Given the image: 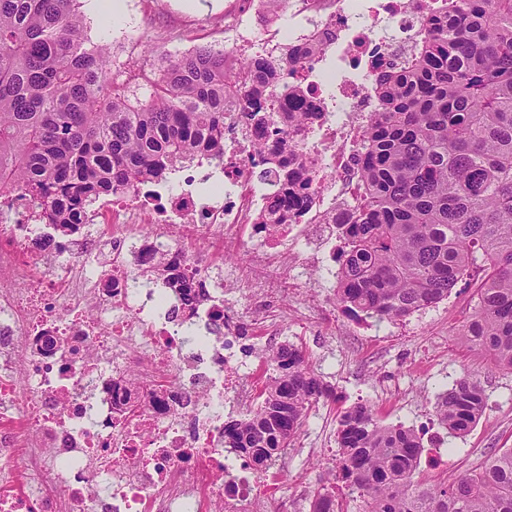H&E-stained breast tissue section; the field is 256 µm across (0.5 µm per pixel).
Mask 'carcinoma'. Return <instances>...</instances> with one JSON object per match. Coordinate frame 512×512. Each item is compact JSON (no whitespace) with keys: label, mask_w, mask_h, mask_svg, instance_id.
<instances>
[{"label":"carcinoma","mask_w":512,"mask_h":512,"mask_svg":"<svg viewBox=\"0 0 512 512\" xmlns=\"http://www.w3.org/2000/svg\"><path fill=\"white\" fill-rule=\"evenodd\" d=\"M83 0H0V192L41 202L50 223H83L96 199L161 182L188 157L224 154V110L277 82L283 53L238 61L197 47L155 54L156 78L132 98L112 54L87 34ZM364 135L363 199L340 224L336 301L396 320L482 274L460 329L512 371V0H449L411 65L380 72ZM260 402L224 424V447L268 469L331 397L296 348L263 349ZM480 383L463 378L435 404L462 435L480 418ZM336 468L365 512H512V448L451 483L415 479L419 436L356 405L339 416Z\"/></svg>","instance_id":"obj_1"}]
</instances>
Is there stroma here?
Segmentation results:
<instances>
[{
	"label": "stroma",
	"instance_id": "35a3bbf8",
	"mask_svg": "<svg viewBox=\"0 0 512 512\" xmlns=\"http://www.w3.org/2000/svg\"><path fill=\"white\" fill-rule=\"evenodd\" d=\"M228 0H123V14L112 18L99 0H85L88 33L110 45L122 80L154 77L142 60L140 38L150 33L160 51L179 54L210 44H226L224 11ZM298 293L284 303L291 315L277 331L278 344L298 347L332 391L308 412L299 434L274 468L260 473L263 495L273 506L304 512L317 493L339 500L345 512H363V503L344 483L331 481L338 454L337 415L366 404L387 425L413 429L424 452L416 470L421 480L455 479L491 452L512 448V372L465 342L460 329L477 303L478 277L458 282L446 300L421 316L369 323L337 306L334 291L311 271L298 278ZM477 380L485 407L466 434L451 436L434 412L440 394L462 378Z\"/></svg>",
	"mask_w": 512,
	"mask_h": 512
}]
</instances>
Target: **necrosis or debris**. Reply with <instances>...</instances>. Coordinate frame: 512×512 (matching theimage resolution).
<instances>
[{
    "instance_id": "necrosis-or-debris-1",
    "label": "necrosis or debris",
    "mask_w": 512,
    "mask_h": 512,
    "mask_svg": "<svg viewBox=\"0 0 512 512\" xmlns=\"http://www.w3.org/2000/svg\"><path fill=\"white\" fill-rule=\"evenodd\" d=\"M447 12L448 0H289L288 43L270 46L292 54L287 86L225 113L219 193L201 196L187 161L177 188L114 194L68 233L0 194V213L20 215L0 226V512H257L260 483L224 458V409L247 401L253 369L207 258L250 245L238 282L258 292L260 318L298 270L335 281L372 79L407 67ZM300 164L308 209L270 223L268 194L287 192L284 171ZM148 255L162 258L157 285L134 287ZM183 275L200 298L178 318Z\"/></svg>"
}]
</instances>
